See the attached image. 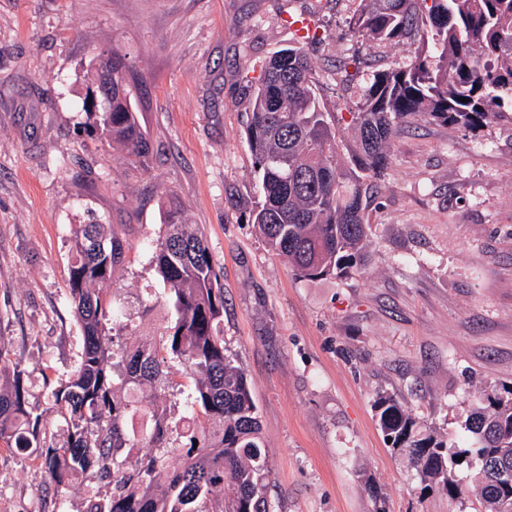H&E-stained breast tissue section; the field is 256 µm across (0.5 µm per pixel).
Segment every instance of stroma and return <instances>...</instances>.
<instances>
[{
  "mask_svg": "<svg viewBox=\"0 0 512 512\" xmlns=\"http://www.w3.org/2000/svg\"><path fill=\"white\" fill-rule=\"evenodd\" d=\"M360 0H0V357L20 363L31 406L82 347L69 304L71 227L99 221L126 241L110 295L121 344L160 338L170 314L147 248L178 201L205 234L224 287V346L261 422L270 512H477L472 491L423 489L387 443L379 396L420 431L465 437L491 385H512V122L472 130L414 120L366 210L361 268L299 278L251 222L260 183L246 140V67L318 33L306 50L317 94L350 129L373 72L406 46L352 36ZM110 48L153 151L134 162L84 130L86 70ZM367 61L354 85L340 68ZM190 394L171 365L162 396L181 447ZM86 474L66 493L41 459L0 449V512H83Z\"/></svg>",
  "mask_w": 512,
  "mask_h": 512,
  "instance_id": "35a3bbf8",
  "label": "stroma"
}]
</instances>
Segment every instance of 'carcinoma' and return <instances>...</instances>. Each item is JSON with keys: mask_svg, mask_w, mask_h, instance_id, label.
<instances>
[{"mask_svg": "<svg viewBox=\"0 0 512 512\" xmlns=\"http://www.w3.org/2000/svg\"><path fill=\"white\" fill-rule=\"evenodd\" d=\"M349 20L365 40L413 45L408 63L375 71L358 111L349 165L338 161L342 135L315 92L304 35L260 67L252 84L247 127L262 201L252 212L264 240L305 280L343 275L360 264L369 224L368 199L390 165V145L416 117L477 128L512 121V0H365ZM432 44L437 55L425 51ZM123 66L112 52V111L87 113V130L139 159L149 151L135 112L117 101ZM468 101L462 102L460 98ZM69 294L82 332V350L52 392L66 424L61 447L46 444L43 416L29 409L24 371L0 366V444L34 449L59 489L95 471L115 483L112 495L86 497L84 512H269L268 470L261 425L243 369L226 354L224 287L203 234L169 202L163 231L148 244L167 289L174 320L157 342L115 345L109 295L125 244L110 224H78ZM178 362L192 384L189 425L180 463L133 449L128 421H144L141 442L164 448L172 427L158 394L165 367ZM381 430L404 454L426 488L454 497L465 470L481 512H512V386H493L472 408L467 438L449 442L419 434L412 416L390 395L375 402ZM464 460H459V457Z\"/></svg>", "mask_w": 512, "mask_h": 512, "instance_id": "carcinoma-1", "label": "carcinoma"}]
</instances>
